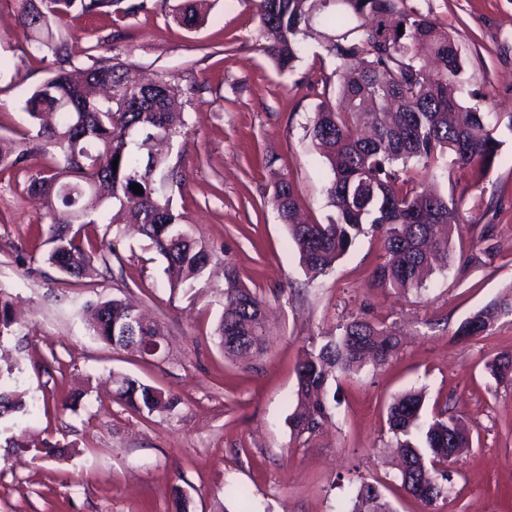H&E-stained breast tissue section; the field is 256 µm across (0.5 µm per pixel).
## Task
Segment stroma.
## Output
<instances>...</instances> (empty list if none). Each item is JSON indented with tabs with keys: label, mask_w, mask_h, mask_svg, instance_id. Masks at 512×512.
Listing matches in <instances>:
<instances>
[{
	"label": "stroma",
	"mask_w": 512,
	"mask_h": 512,
	"mask_svg": "<svg viewBox=\"0 0 512 512\" xmlns=\"http://www.w3.org/2000/svg\"><path fill=\"white\" fill-rule=\"evenodd\" d=\"M205 22L174 21L184 0H144L135 16L67 18L62 34L100 55L118 47L133 72L166 77L179 89L188 122L171 156L185 181L171 195L182 228L211 248L208 286L171 292L163 260L127 229L109 267L82 279L37 260L32 227L45 208L21 174L0 172V286L21 316L0 343L32 413L0 419V512H171L180 487L191 512H336L360 481L384 480L393 397L425 393L427 414L463 418L469 452L452 459L448 497L436 512H512V386L485 369L512 353V316L489 335L458 340L462 320L512 286V0H410L451 35L468 61L459 97L479 105L499 142L485 174L452 168L442 183L459 205L463 229L447 269L420 294L373 287L377 237H360L335 269L308 280L288 228L270 204L275 184L296 186L297 209L327 223V168L307 128L318 104L336 97V62L308 40L293 71L279 73L262 50L253 0H209ZM48 76L27 47L15 0H0V137L21 139L24 103ZM268 301L269 347L249 360L226 358L215 334L224 266ZM134 303L165 333L157 357L115 351L86 328L82 307L107 299ZM364 315L401 334L389 363L331 381L330 419L296 434L295 368L312 339L340 320ZM123 373L181 403L169 416L141 415L115 399ZM79 395L61 410L62 399ZM65 445L60 460L33 459L30 446Z\"/></svg>",
	"instance_id": "35a3bbf8"
}]
</instances>
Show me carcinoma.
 <instances>
[{
  "label": "carcinoma",
  "instance_id": "1",
  "mask_svg": "<svg viewBox=\"0 0 512 512\" xmlns=\"http://www.w3.org/2000/svg\"><path fill=\"white\" fill-rule=\"evenodd\" d=\"M18 22L31 49L49 62V76L26 99L30 126L22 140L0 138V171L27 175L26 190L44 201L49 251L43 260L60 274L81 278L106 261L112 242L91 238L95 224H135L163 258L172 290L201 292L212 256L205 245L180 229L181 214L166 189L184 181L180 165L154 151L184 134L183 112L173 106L171 81L147 84L128 78L129 62L119 55H87L83 79L71 77L73 56L60 23L101 12L134 15L140 5L125 0H17ZM191 0L177 13L178 24L195 29L204 21L202 5ZM263 51L281 72H290L313 26L336 59L340 105L321 104L308 128L312 149L329 167L326 186L334 215L326 224L296 219L295 187L279 181L270 203L288 227L309 281L332 270L353 242L367 233L379 237L382 262L373 285L401 295L419 293L426 278L448 268L452 240L460 233L458 205L439 184L448 163L483 171L499 142L476 106L462 104L457 86L465 57L449 33L407 0H256ZM35 147H30V144ZM46 159L33 171V149ZM118 168H113V160ZM138 184L143 194L130 186ZM78 230H72V226ZM224 310L216 327L227 357H259L267 352V301L240 284L235 266L224 265ZM130 307L117 299L89 303V332L117 350L154 357L164 333L155 322L126 324ZM512 315V292L463 320L456 335L488 333ZM13 298L0 288V338L14 332ZM400 339L393 328L357 315L312 341L296 367L297 408L290 417L299 434L316 432L328 418V382L350 376L367 364H386ZM498 384L512 383V353L489 364ZM15 366H0V418L29 414L25 393L10 385ZM116 397L139 414L171 413L179 399L122 373ZM423 394L410 390L387 407V424L407 467L396 474L400 487L432 509L447 497L449 476L425 468L448 461V449L467 448L468 431L454 417L422 421ZM416 431L419 442L408 436ZM339 512H394L378 483L361 481Z\"/></svg>",
  "mask_w": 512,
  "mask_h": 512
}]
</instances>
